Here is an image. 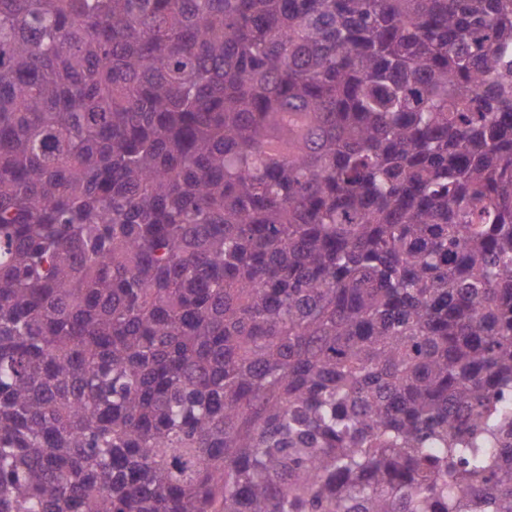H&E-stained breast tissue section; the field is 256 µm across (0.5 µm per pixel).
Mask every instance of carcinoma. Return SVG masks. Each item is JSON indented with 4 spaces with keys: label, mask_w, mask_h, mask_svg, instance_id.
<instances>
[{
    "label": "carcinoma",
    "mask_w": 512,
    "mask_h": 512,
    "mask_svg": "<svg viewBox=\"0 0 512 512\" xmlns=\"http://www.w3.org/2000/svg\"><path fill=\"white\" fill-rule=\"evenodd\" d=\"M0 512H512V0H0Z\"/></svg>",
    "instance_id": "1"
}]
</instances>
